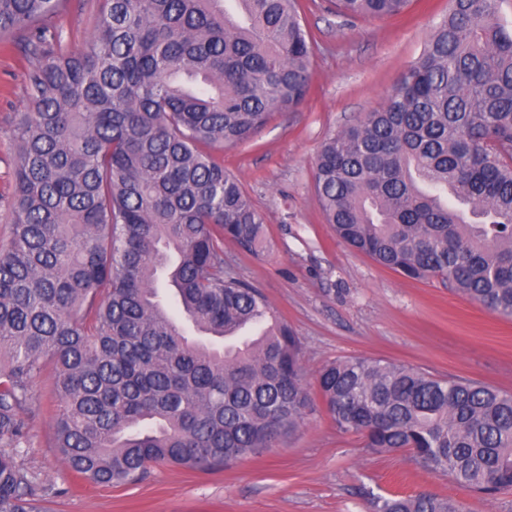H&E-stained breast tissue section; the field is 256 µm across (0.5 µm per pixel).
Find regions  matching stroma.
<instances>
[{
  "mask_svg": "<svg viewBox=\"0 0 512 512\" xmlns=\"http://www.w3.org/2000/svg\"><path fill=\"white\" fill-rule=\"evenodd\" d=\"M316 40L311 87L293 111L274 113L250 141L216 150L263 214L261 252L224 243L228 270L259 288L302 346L308 380L346 358L405 363L512 392V320L498 317L439 281H416L383 267L338 239L323 218L315 160L324 141L379 107L422 53L448 0H412L405 16L344 20L326 0H301ZM97 0H72L56 24L63 45L82 50ZM26 63L0 50V239L11 222L12 130L31 109ZM40 414L27 420L22 462L35 471L48 512H371L375 495L430 493L463 512H512V490L488 499L412 464L377 453L339 432L322 400L275 447L214 471L151 467L138 483L113 487L76 479L51 448V378L32 384Z\"/></svg>",
  "mask_w": 512,
  "mask_h": 512,
  "instance_id": "stroma-1",
  "label": "stroma"
}]
</instances>
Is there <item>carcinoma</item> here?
Wrapping results in <instances>:
<instances>
[{"label":"carcinoma","mask_w":512,"mask_h":512,"mask_svg":"<svg viewBox=\"0 0 512 512\" xmlns=\"http://www.w3.org/2000/svg\"><path fill=\"white\" fill-rule=\"evenodd\" d=\"M411 0H336L383 18ZM501 0H449L383 105L315 163L336 235L411 279L441 278L512 319V28ZM69 0H0V45L28 63L13 129L12 224L0 243V512H40L19 459L30 388L51 367L53 447L87 481L150 466L211 471L292 433L319 395L336 428L476 494L512 488V393L385 360L324 365L261 290L224 269V239L264 216L206 151L296 109L315 43L298 0H100L83 51ZM373 512H459L435 495ZM98 0H72L70 9L57 20L63 46L68 50L87 47L96 26Z\"/></svg>","instance_id":"cac0c4a2"}]
</instances>
